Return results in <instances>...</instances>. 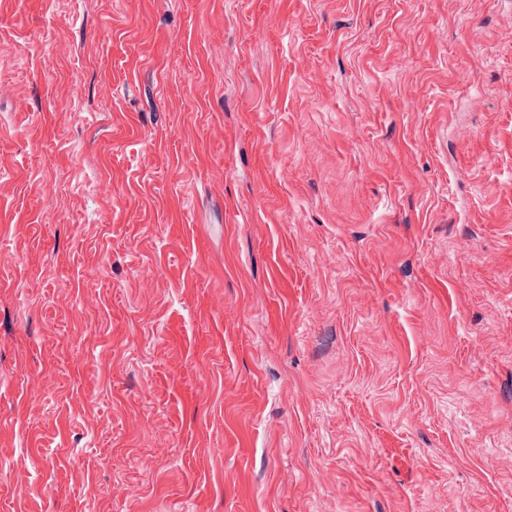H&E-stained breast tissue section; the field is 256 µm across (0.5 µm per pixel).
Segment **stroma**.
<instances>
[{"label":"stroma","instance_id":"1","mask_svg":"<svg viewBox=\"0 0 512 512\" xmlns=\"http://www.w3.org/2000/svg\"><path fill=\"white\" fill-rule=\"evenodd\" d=\"M0 512H512V0H0Z\"/></svg>","mask_w":512,"mask_h":512}]
</instances>
